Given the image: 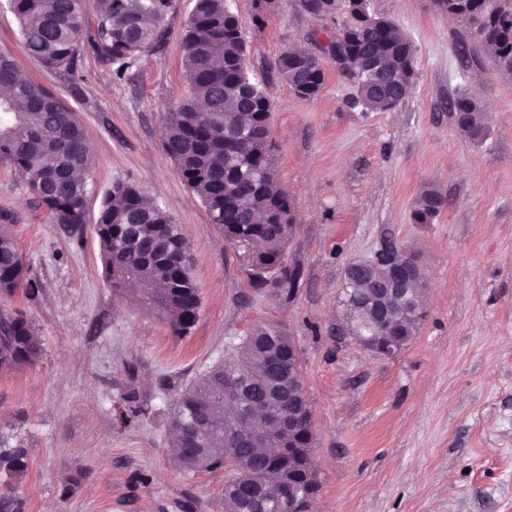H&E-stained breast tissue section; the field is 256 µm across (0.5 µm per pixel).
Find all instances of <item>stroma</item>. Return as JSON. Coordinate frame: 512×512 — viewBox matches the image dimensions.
<instances>
[{
    "mask_svg": "<svg viewBox=\"0 0 512 512\" xmlns=\"http://www.w3.org/2000/svg\"><path fill=\"white\" fill-rule=\"evenodd\" d=\"M302 0H235L249 66L273 103L279 182L296 224L286 247L294 291L256 286L255 271L163 152L167 110L186 93L180 40L194 0H173L168 39L125 79L83 50L72 71L28 55L8 0L0 51L76 112L96 188L83 224L55 223L25 179L0 161V231L10 234L40 292L0 296L26 313L42 343L31 365L0 369V448L20 447L28 470L0 477V512H216L229 468L185 471L166 421L186 387L258 327L293 339L313 409L320 491L313 512H512V81L462 55L463 33L434 0H376L417 47V77L387 112L350 107L338 63L298 97L279 76L285 46L333 28ZM491 121L476 144L458 134L459 86ZM118 181L165 206L189 242L200 308L188 332L106 283L94 232L101 194ZM446 198L418 224L422 189ZM390 238L414 253L427 316L392 356L346 331L347 265Z\"/></svg>",
    "mask_w": 512,
    "mask_h": 512,
    "instance_id": "obj_1",
    "label": "stroma"
}]
</instances>
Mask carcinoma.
<instances>
[{"label":"carcinoma","instance_id":"cac0c4a2","mask_svg":"<svg viewBox=\"0 0 512 512\" xmlns=\"http://www.w3.org/2000/svg\"><path fill=\"white\" fill-rule=\"evenodd\" d=\"M20 23V33L30 56L49 69L68 70L79 52L89 47L112 64L123 79L139 57L167 38L166 16L172 0H99L96 27L88 34L90 0H9ZM460 8L457 19L465 38L496 66L512 73V0H444ZM363 0H351L340 29L348 32L350 64L367 59L373 67L344 75L354 93L350 105L367 112H385L398 106L410 89L417 48L409 36L385 14L362 18ZM181 55L188 84L187 95L169 110L163 150L174 162L178 176L200 199L211 223L224 228L228 239L244 248L245 257L263 275H275L291 289L299 272L288 273L285 251L294 222L242 229L254 215L276 201L292 207L280 187L270 140L272 102L264 83L249 69L248 48L238 15L227 0H195L181 37ZM389 71L394 83L378 82L377 73ZM277 71L302 98L317 96L324 83L322 60L308 50L285 49ZM0 160L23 173L31 191L47 206L59 224H82L91 189L93 158L74 112L55 94L32 78L19 77L13 57L0 52ZM459 134L481 143L488 118L480 102L465 88L456 93ZM440 190L429 185L417 199L413 212L419 224L430 222L444 208ZM103 270L109 284L137 281L159 284L145 294L148 304L160 308L171 326L185 331L196 319L197 287L187 260L173 244L181 235L172 215L139 186L116 182L104 192L96 222ZM164 249L160 259L147 262L140 246ZM25 264L15 240L0 232V295L10 296L24 287L35 298L37 283L25 280ZM385 262L372 265L349 280L345 306L359 336L374 340L385 334L378 307L387 303L392 323L414 331L418 321L412 309L425 291L418 274L382 296L377 287L389 279ZM11 335L0 339V365L21 367L41 355L40 339L26 315L11 316ZM291 337L280 330L258 328L233 345L230 357L212 366L185 389L169 417L170 444L183 469L207 471L231 466L224 485L225 512H291L295 488L305 495L304 480H288L279 467L281 446L294 440L304 456L313 454L297 431L273 433L260 406H305L308 401L299 362L288 359ZM246 417L253 432L239 442L233 433L237 418ZM28 468L23 448L0 450V474L18 478ZM278 475L277 490L268 488V475Z\"/></svg>","mask_w":512,"mask_h":512}]
</instances>
